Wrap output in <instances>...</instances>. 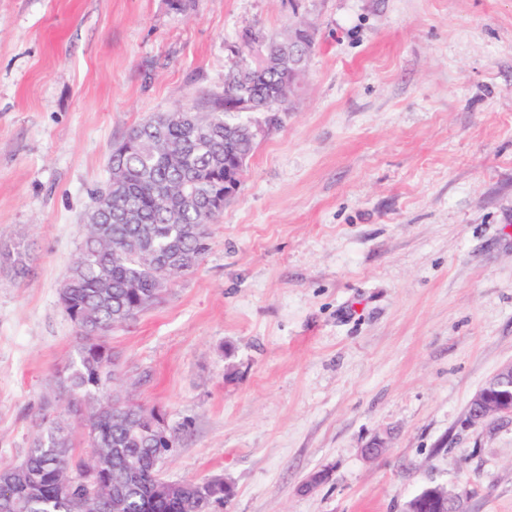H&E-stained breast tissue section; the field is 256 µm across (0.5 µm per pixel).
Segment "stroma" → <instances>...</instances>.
<instances>
[{"label": "stroma", "mask_w": 512, "mask_h": 512, "mask_svg": "<svg viewBox=\"0 0 512 512\" xmlns=\"http://www.w3.org/2000/svg\"><path fill=\"white\" fill-rule=\"evenodd\" d=\"M301 19L288 112L247 113L197 267L107 338L112 390L178 428L166 479L231 485L218 512H405L437 484L512 512V418L468 419L512 362V0H0V247L32 248L0 268V465L68 414L58 292L113 146L222 102L247 33Z\"/></svg>", "instance_id": "stroma-1"}]
</instances>
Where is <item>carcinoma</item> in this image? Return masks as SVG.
<instances>
[{
    "mask_svg": "<svg viewBox=\"0 0 512 512\" xmlns=\"http://www.w3.org/2000/svg\"><path fill=\"white\" fill-rule=\"evenodd\" d=\"M288 38L278 41L265 70L244 68L225 80L224 111L198 108L148 117L112 150L109 177L91 199L112 193L102 224L85 225L76 260L59 289L81 341L78 360L58 372L59 387L95 457L75 453L67 425L53 420L18 464L0 466V512H214L232 495L213 479L162 486L158 465L175 447L177 430L162 438L143 419L148 409L108 393L116 360L106 338L112 329L159 304L165 290L157 268L141 256L194 270L208 247V225L224 212V176L231 160L251 154L243 101L264 105L280 97L287 111ZM136 464V473L127 463Z\"/></svg>",
    "mask_w": 512,
    "mask_h": 512,
    "instance_id": "1",
    "label": "carcinoma"
}]
</instances>
